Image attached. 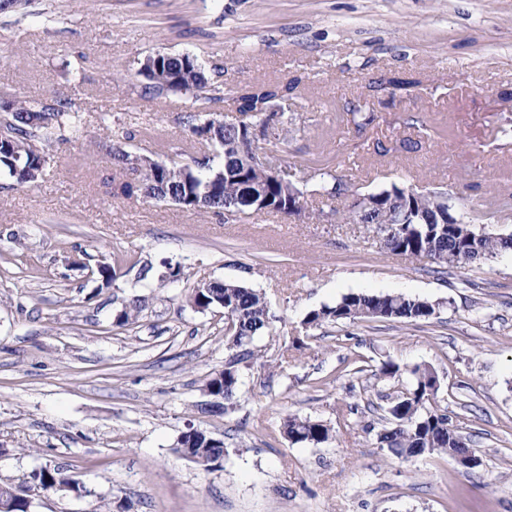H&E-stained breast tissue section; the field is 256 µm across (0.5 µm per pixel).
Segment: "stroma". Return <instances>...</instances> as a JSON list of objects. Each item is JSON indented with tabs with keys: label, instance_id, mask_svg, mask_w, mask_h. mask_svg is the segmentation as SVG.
Here are the masks:
<instances>
[{
	"label": "stroma",
	"instance_id": "obj_1",
	"mask_svg": "<svg viewBox=\"0 0 512 512\" xmlns=\"http://www.w3.org/2000/svg\"><path fill=\"white\" fill-rule=\"evenodd\" d=\"M157 51L223 67L211 113L229 121L240 86L301 77L279 144L297 186L300 160L320 155L365 193L446 189L458 218L512 189V101L500 98L512 89V0H30L21 18L0 15V90L34 105L68 97L83 117L50 147L38 185L0 189V482L47 466L86 489L31 490L30 512H512V252L443 276L386 251L325 197L308 200L324 218L298 222L114 195L126 175L109 151L142 121L155 159L211 151L182 123L190 96L145 94L138 69ZM389 72L422 83L386 107L370 82ZM352 103L377 113L367 130ZM403 140L413 150H395ZM130 257L149 265L146 280ZM85 262L114 266L116 280L87 276ZM171 266L180 279H166ZM210 280L265 293L276 328L220 417L196 405L231 355L224 314L186 301ZM392 293L437 314L305 323L345 295ZM136 296L137 320L116 326ZM386 361L436 372V402L471 436L474 468L380 446L367 426L386 415L392 383L375 375ZM346 406L355 414L339 417ZM291 414L330 423L332 438L291 443ZM190 424L224 441L222 468L176 452Z\"/></svg>",
	"mask_w": 512,
	"mask_h": 512
}]
</instances>
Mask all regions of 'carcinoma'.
Masks as SVG:
<instances>
[{
  "label": "carcinoma",
  "mask_w": 512,
  "mask_h": 512,
  "mask_svg": "<svg viewBox=\"0 0 512 512\" xmlns=\"http://www.w3.org/2000/svg\"><path fill=\"white\" fill-rule=\"evenodd\" d=\"M159 75L165 76L169 86L145 75L148 93H183L191 95L193 109L185 113L184 126L211 145L222 163L204 155L187 162L182 155L167 158L160 166L150 154L132 144L134 137H126L129 148L115 147L110 151L113 164L121 170H131L138 178L123 181L117 193L145 201L171 202L199 214L219 213L224 204L243 197V186L250 184L264 189L266 197L256 212L288 216V198L281 183L271 179L253 158L251 145L243 136L253 124L266 123L269 113H277L290 94L298 88L302 78L295 76L287 83L254 82L236 91L234 104L242 119L217 124L207 121L210 105L219 99V85L198 59L189 54L164 53L157 60ZM421 85L411 73L382 74L371 81L375 90L389 91L390 100L405 98ZM82 116L75 103L57 97L35 108L15 96L0 102V175L10 180L9 187H24L35 183L48 163L44 146L55 140H67L66 133L77 132ZM316 167L312 176L311 194H327L346 200L359 193V188L337 170L319 167V161L308 160L306 167ZM379 209L366 217L370 225L384 234V247L391 253L411 258H428L435 264V272L444 275L462 264L486 261L501 253L512 251V235H487L478 242H470L462 235V228L448 223V199L439 198L438 191L417 196L407 188L392 185L373 194ZM396 213L399 224H385L382 217ZM188 303L198 312L212 308L224 310V341L228 349L238 351L236 357L224 364L220 375H210L205 383L211 406L201 409L205 414L225 415L233 407L240 383L239 363L255 356L254 340L258 336L273 335L269 308L265 295L243 281H205L191 289ZM436 304L403 295L349 294L334 306H324L306 317V324L318 327L326 322L345 321H426L434 317ZM381 379L397 380V388L390 396L389 418L377 431L381 447L394 455L409 459L425 454L452 457L471 447V437L462 434L448 413L433 405L439 379L428 367H415L401 378L400 367L384 363L378 369ZM284 436L293 444L319 445L327 442L333 427L325 421L289 415L283 420ZM175 449L182 456L206 470L222 467L228 454L226 448L213 443V437L204 430L191 435L179 434ZM62 485L82 492L79 482L59 469L42 467L33 470L21 483H0V501L8 512H28L29 500L24 488L39 487L53 490Z\"/></svg>",
  "instance_id": "1"
}]
</instances>
